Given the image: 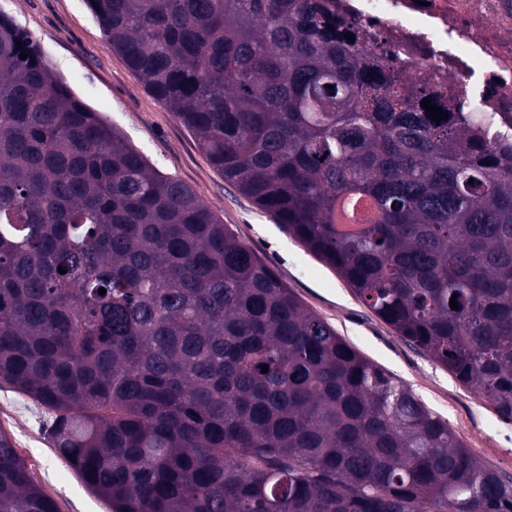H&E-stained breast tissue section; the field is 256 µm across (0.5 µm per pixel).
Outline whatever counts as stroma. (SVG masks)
Segmentation results:
<instances>
[{
  "label": "stroma",
  "mask_w": 512,
  "mask_h": 512,
  "mask_svg": "<svg viewBox=\"0 0 512 512\" xmlns=\"http://www.w3.org/2000/svg\"><path fill=\"white\" fill-rule=\"evenodd\" d=\"M0 14L29 31L50 65L96 112L118 126L159 172L186 183L213 214L278 271L304 306L362 355L409 386L447 421L481 464L512 481V422L474 396L446 368L413 346L371 310L269 214L228 184L194 134L149 93L121 62L85 0H0ZM0 403L17 416L0 420L35 482L59 512H107L48 440L44 409L10 386Z\"/></svg>",
  "instance_id": "stroma-1"
}]
</instances>
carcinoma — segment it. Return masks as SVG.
<instances>
[{
  "label": "carcinoma",
  "mask_w": 512,
  "mask_h": 512,
  "mask_svg": "<svg viewBox=\"0 0 512 512\" xmlns=\"http://www.w3.org/2000/svg\"><path fill=\"white\" fill-rule=\"evenodd\" d=\"M86 4L224 180L512 421L496 113L415 111L429 93L366 64L323 0ZM362 198L369 223L341 230ZM0 383L48 410L52 447L109 512H512L511 484L2 14ZM0 512H58L2 432Z\"/></svg>",
  "instance_id": "carcinoma-1"
}]
</instances>
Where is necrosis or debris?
Here are the masks:
<instances>
[{"mask_svg": "<svg viewBox=\"0 0 512 512\" xmlns=\"http://www.w3.org/2000/svg\"><path fill=\"white\" fill-rule=\"evenodd\" d=\"M384 74L441 94L449 123L469 101L512 139V0H331Z\"/></svg>", "mask_w": 512, "mask_h": 512, "instance_id": "4bbe7bcc", "label": "necrosis or debris"}]
</instances>
